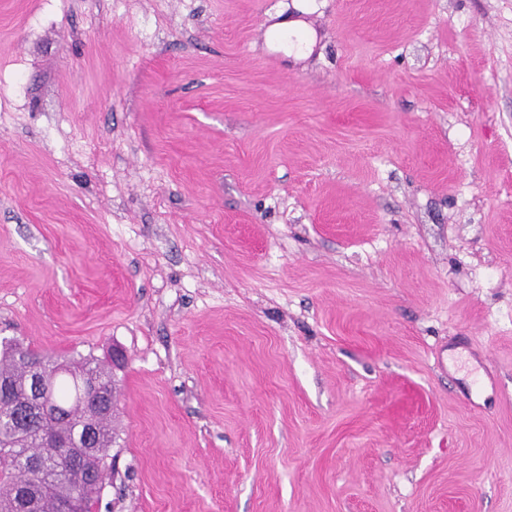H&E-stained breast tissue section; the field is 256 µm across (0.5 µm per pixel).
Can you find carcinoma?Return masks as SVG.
<instances>
[{
  "label": "carcinoma",
  "mask_w": 512,
  "mask_h": 512,
  "mask_svg": "<svg viewBox=\"0 0 512 512\" xmlns=\"http://www.w3.org/2000/svg\"><path fill=\"white\" fill-rule=\"evenodd\" d=\"M66 372L52 382L59 407L45 414L30 396L31 366L51 374L58 364ZM112 373L91 357L60 361L51 352H35L17 341H0V512H58L63 500L77 512H89L110 467L112 448ZM97 416L94 434L86 436L84 416ZM61 433L71 451L45 438Z\"/></svg>",
  "instance_id": "1"
}]
</instances>
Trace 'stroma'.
<instances>
[{
  "label": "stroma",
  "mask_w": 512,
  "mask_h": 512,
  "mask_svg": "<svg viewBox=\"0 0 512 512\" xmlns=\"http://www.w3.org/2000/svg\"><path fill=\"white\" fill-rule=\"evenodd\" d=\"M3 337L92 512H512V0H0Z\"/></svg>",
  "instance_id": "stroma-1"
}]
</instances>
